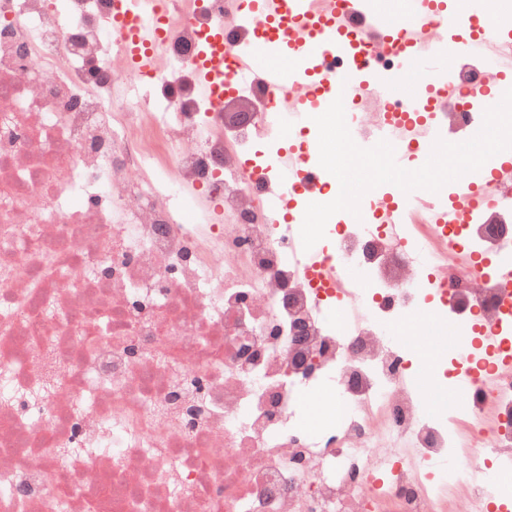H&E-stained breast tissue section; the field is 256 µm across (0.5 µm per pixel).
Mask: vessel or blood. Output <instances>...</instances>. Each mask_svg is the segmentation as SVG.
I'll use <instances>...</instances> for the list:
<instances>
[{
    "instance_id": "vessel-or-blood-1",
    "label": "vessel or blood",
    "mask_w": 512,
    "mask_h": 512,
    "mask_svg": "<svg viewBox=\"0 0 512 512\" xmlns=\"http://www.w3.org/2000/svg\"><path fill=\"white\" fill-rule=\"evenodd\" d=\"M252 13L266 17L274 29L263 35L252 34L243 46L234 48L233 77L225 79L218 55L224 49L223 29L212 30L201 42L192 61L196 89L199 94L223 98L225 91L257 83L278 99V106L268 115V127L278 130L295 128L307 119L310 112L329 106L336 98L333 66L336 59H350L355 47L349 37L356 0H249ZM140 0H124V8L114 19L125 35V48L130 63L138 69L153 68L156 46L160 36L159 21L140 17ZM439 15L442 23L429 28L430 15ZM490 0H467L464 10L448 6L446 0H403L401 7L384 14H365L361 24L365 39L388 47L397 62L409 66L427 81V87L416 100L424 121L391 123L381 113L393 96L397 83L394 73L378 69L376 62L355 64L352 69L355 88L366 94L370 119L354 123L349 132L354 142L370 148L379 141L392 142L395 159L406 165L405 144L433 141L436 130L427 115L444 109L448 101L460 93L458 85L448 74V54L468 50L470 57L486 62V71L497 84H506L504 58L491 52L497 42H512V33L490 21ZM303 23L306 38L296 42L289 38L287 22ZM312 86V94L296 96L299 85ZM276 161L286 179L277 192L278 206L272 207L268 219L277 223L288 220L299 224L303 212L290 188L291 182H303L306 189H316L321 172L311 158L307 142L290 139L278 149ZM487 181L474 172L453 184L447 206H438L432 197L421 191L407 194L399 207L390 209L384 223L394 230L408 229L417 218L424 217L437 224L458 222L478 205H493L495 198L486 187ZM303 272H318L328 283L339 280L340 273L328 257L321 253H304Z\"/></svg>"
}]
</instances>
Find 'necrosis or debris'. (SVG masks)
<instances>
[{
    "instance_id": "obj_1",
    "label": "necrosis or debris",
    "mask_w": 512,
    "mask_h": 512,
    "mask_svg": "<svg viewBox=\"0 0 512 512\" xmlns=\"http://www.w3.org/2000/svg\"><path fill=\"white\" fill-rule=\"evenodd\" d=\"M164 39L132 69L119 0H0V512H469L512 501V368L460 360L512 283L496 205L397 240L371 190L326 225L348 290L300 270L256 152L275 96L200 100L190 62L236 0H147ZM437 113L473 134L490 78L453 65ZM250 120L228 125V102ZM486 259L477 277L457 256ZM307 328L297 347L295 329ZM443 368L414 359L417 336ZM485 374L480 391L467 375ZM330 387L327 426L295 423ZM476 457L468 470L448 460Z\"/></svg>"
}]
</instances>
